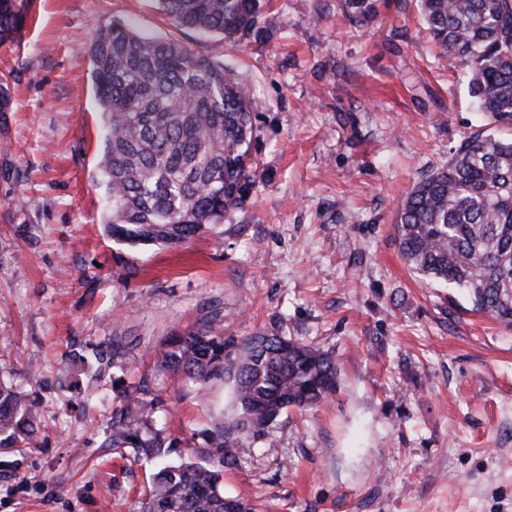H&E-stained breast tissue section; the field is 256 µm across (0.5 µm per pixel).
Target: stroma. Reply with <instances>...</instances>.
Returning <instances> with one entry per match:
<instances>
[{
    "label": "stroma",
    "instance_id": "35a3bbf8",
    "mask_svg": "<svg viewBox=\"0 0 512 512\" xmlns=\"http://www.w3.org/2000/svg\"><path fill=\"white\" fill-rule=\"evenodd\" d=\"M119 18L232 66L253 92L258 183L189 242L104 229L89 47ZM262 42L176 28L156 0H28L0 46V381L35 395L37 445L0 454V512H135L152 468L107 447L112 380L164 401L174 461H202L201 404L157 369L168 340L224 315L333 351L340 389L237 449L225 495L256 512H512V329L420 279L395 240L418 179L485 129L466 64L438 55L415 0L354 27L341 0H272ZM125 348L112 356L113 341ZM89 356L71 387L60 368Z\"/></svg>",
    "mask_w": 512,
    "mask_h": 512
}]
</instances>
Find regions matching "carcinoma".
Returning <instances> with one entry per match:
<instances>
[{
    "instance_id": "obj_1",
    "label": "carcinoma",
    "mask_w": 512,
    "mask_h": 512,
    "mask_svg": "<svg viewBox=\"0 0 512 512\" xmlns=\"http://www.w3.org/2000/svg\"><path fill=\"white\" fill-rule=\"evenodd\" d=\"M439 54L469 65L468 90L496 129L512 128V0H416ZM179 29L242 41L263 37L262 0H157ZM24 0H0V45L24 21ZM352 25L373 19L375 0H344ZM103 128L99 185L112 239L168 246L224 223L257 185L256 126L250 92L233 68L171 40L99 25L89 50ZM404 260L420 278L465 292L471 311L512 328V138L479 132L423 176L395 219ZM160 367L206 395L211 380L231 385L221 418L204 432L211 466L171 464L155 413L160 396L118 391L112 447L157 465L139 512H253L224 496L223 469L236 448L266 440L288 408L327 403L339 388L335 357L310 342L260 332L224 336V315L175 336ZM35 400L0 384V449L33 448Z\"/></svg>"
}]
</instances>
